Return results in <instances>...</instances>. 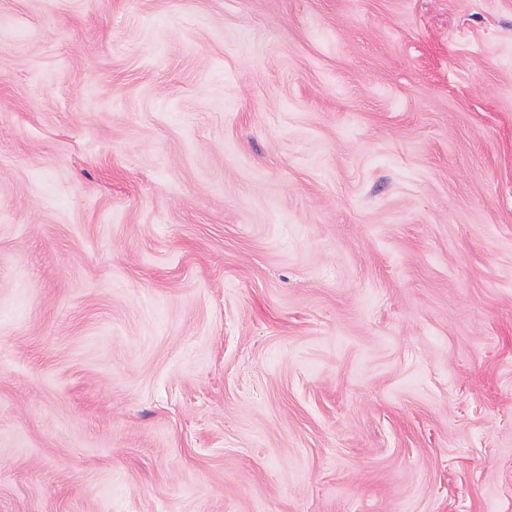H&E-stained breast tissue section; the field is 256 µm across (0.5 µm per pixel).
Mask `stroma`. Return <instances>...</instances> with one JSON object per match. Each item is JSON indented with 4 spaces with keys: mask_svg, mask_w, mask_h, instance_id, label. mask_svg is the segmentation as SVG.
Segmentation results:
<instances>
[{
    "mask_svg": "<svg viewBox=\"0 0 512 512\" xmlns=\"http://www.w3.org/2000/svg\"><path fill=\"white\" fill-rule=\"evenodd\" d=\"M0 512H512V0H0Z\"/></svg>",
    "mask_w": 512,
    "mask_h": 512,
    "instance_id": "stroma-1",
    "label": "stroma"
}]
</instances>
